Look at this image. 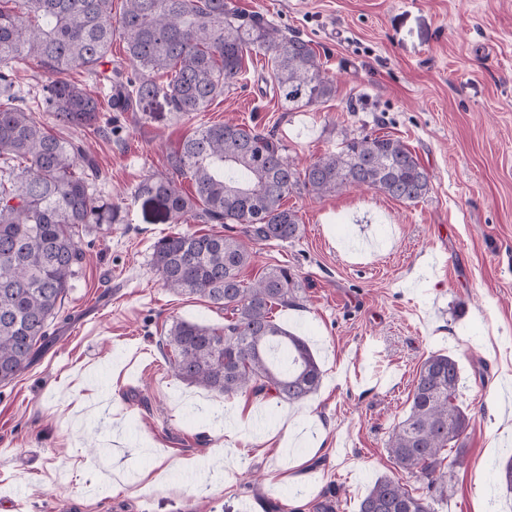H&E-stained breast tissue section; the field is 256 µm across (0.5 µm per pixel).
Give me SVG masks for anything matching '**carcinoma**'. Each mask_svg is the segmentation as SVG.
<instances>
[{
	"instance_id": "1",
	"label": "carcinoma",
	"mask_w": 512,
	"mask_h": 512,
	"mask_svg": "<svg viewBox=\"0 0 512 512\" xmlns=\"http://www.w3.org/2000/svg\"><path fill=\"white\" fill-rule=\"evenodd\" d=\"M120 38L133 70L109 68L112 40ZM272 61L273 90L290 109L325 103L336 84L316 51L288 37L260 12L243 13L229 0H0V383L7 384L48 344V325L72 287L83 259L80 232L113 224L112 201L94 194V159L76 140L50 125L112 128L99 100L69 74L82 70L106 90L115 112H143L162 102L191 115L207 108L238 80L251 52ZM30 59L50 75L30 106L13 91V63ZM171 73L160 84L155 76ZM170 173L149 176L137 197L158 203L176 221L191 214L205 224H239L241 234L173 233L153 245L152 264L163 286L197 295L231 311L221 327L180 319L163 345L172 371L188 385L224 397L239 393L299 403L314 395L323 372L307 342L279 327L274 306L297 299L301 286L286 266L265 268L247 282L249 244L292 241L297 212L283 207L296 190L323 197L347 188L376 190L415 203L430 178L412 150L380 135L345 137L334 153L298 170L286 147L257 126L204 125L167 157ZM195 193L180 190L179 178ZM461 382L457 361L429 355L413 380L409 413L388 435L386 450L403 471L448 487V456L461 457L471 417L455 404ZM434 499L378 478L358 512H435Z\"/></svg>"
}]
</instances>
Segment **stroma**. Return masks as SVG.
<instances>
[{"label": "stroma", "mask_w": 512, "mask_h": 512, "mask_svg": "<svg viewBox=\"0 0 512 512\" xmlns=\"http://www.w3.org/2000/svg\"><path fill=\"white\" fill-rule=\"evenodd\" d=\"M311 43L331 100L288 110L257 54L203 112L114 113L113 133L75 131L100 168L116 224L88 226L84 259L47 351L0 384V512H358L387 475L411 488L385 441L413 378L451 355L467 407L466 453L436 512H512L496 480L512 457V0H231ZM257 124L305 168L344 136L388 135L416 153L430 190L406 204L374 190L284 200L295 240L254 245L250 280L285 265L301 283L274 320L323 371L291 404L224 397L177 379L162 340L174 320L224 325L227 310L163 288L158 238L174 222L135 189L204 125ZM103 444L90 456V441ZM129 482L113 487L105 464Z\"/></svg>", "instance_id": "obj_1"}]
</instances>
